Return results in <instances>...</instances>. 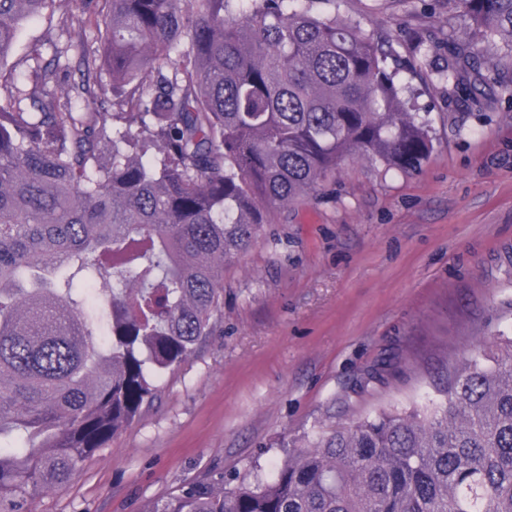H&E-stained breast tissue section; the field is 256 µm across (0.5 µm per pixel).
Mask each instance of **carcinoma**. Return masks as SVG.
I'll return each mask as SVG.
<instances>
[{"mask_svg": "<svg viewBox=\"0 0 512 512\" xmlns=\"http://www.w3.org/2000/svg\"><path fill=\"white\" fill-rule=\"evenodd\" d=\"M316 2L102 0L63 20L81 85L37 47L17 63L28 88L0 70V512H31L155 402L274 208L352 156L411 172L432 152L394 49ZM446 2L466 29L439 78L478 104L483 50L512 66V0ZM55 6L0 0V63ZM143 512H512V330L449 364L427 403L321 430L232 488L186 480Z\"/></svg>", "mask_w": 512, "mask_h": 512, "instance_id": "cac0c4a2", "label": "carcinoma"}]
</instances>
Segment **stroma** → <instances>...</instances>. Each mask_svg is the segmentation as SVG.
Here are the masks:
<instances>
[{
    "mask_svg": "<svg viewBox=\"0 0 512 512\" xmlns=\"http://www.w3.org/2000/svg\"><path fill=\"white\" fill-rule=\"evenodd\" d=\"M88 4L58 0L55 16L23 24L12 59L40 45L79 84L78 50L58 58L52 44L60 16ZM336 12L414 59L433 152L409 173L349 158L279 207L225 266L212 336L34 512H143L186 479L272 468L319 429L426 402L444 360L512 325V84L491 81L477 107L439 80L463 26L444 0H336Z\"/></svg>",
    "mask_w": 512,
    "mask_h": 512,
    "instance_id": "obj_1",
    "label": "stroma"
}]
</instances>
